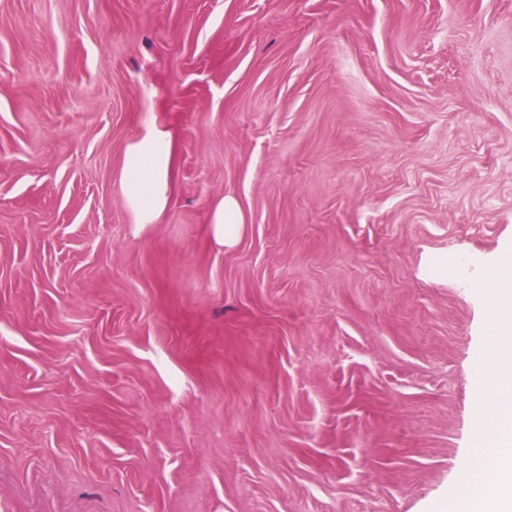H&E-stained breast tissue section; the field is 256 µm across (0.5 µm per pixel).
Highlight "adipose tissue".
Instances as JSON below:
<instances>
[{
	"mask_svg": "<svg viewBox=\"0 0 512 512\" xmlns=\"http://www.w3.org/2000/svg\"><path fill=\"white\" fill-rule=\"evenodd\" d=\"M173 167L171 131L146 115L125 147L120 176L122 202L135 223H159L170 203ZM245 222L233 196H224L212 208V233L224 246L237 243ZM471 285L487 289L490 308L479 350L475 450L458 463V493L450 509L512 512V252L498 262L493 285L479 277Z\"/></svg>",
	"mask_w": 512,
	"mask_h": 512,
	"instance_id": "adipose-tissue-1",
	"label": "adipose tissue"
}]
</instances>
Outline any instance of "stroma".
Returning <instances> with one entry per match:
<instances>
[{"mask_svg":"<svg viewBox=\"0 0 512 512\" xmlns=\"http://www.w3.org/2000/svg\"><path fill=\"white\" fill-rule=\"evenodd\" d=\"M509 245L512 0H0V512H448ZM174 141L171 131L152 114L125 147L121 197L135 224H157L167 210L172 191ZM211 228L215 239L225 247L234 246L242 234L246 216L236 198L227 195L212 208Z\"/></svg>","mask_w":512,"mask_h":512,"instance_id":"stroma-1","label":"stroma"}]
</instances>
